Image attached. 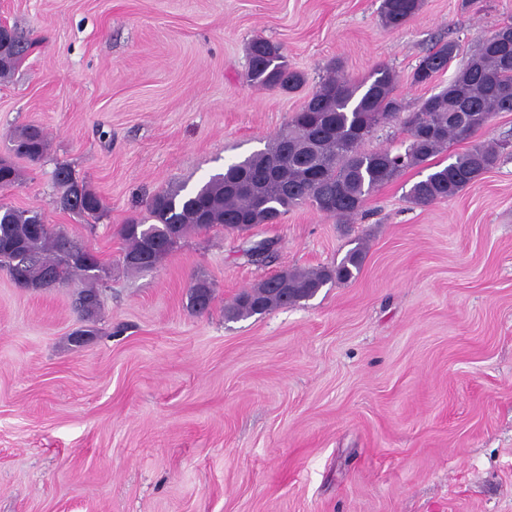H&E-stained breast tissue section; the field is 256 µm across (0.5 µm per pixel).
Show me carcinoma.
I'll use <instances>...</instances> for the list:
<instances>
[{"mask_svg":"<svg viewBox=\"0 0 512 512\" xmlns=\"http://www.w3.org/2000/svg\"><path fill=\"white\" fill-rule=\"evenodd\" d=\"M423 0H382L385 28L396 30L422 8ZM31 47L16 32L0 49V78L9 77ZM457 47L448 42L429 50L412 74L415 85L429 83L448 69ZM247 81L262 89L294 91L304 77L288 67L280 46L256 37L249 45ZM395 75L380 68L371 80L353 83L334 72L316 85L302 107L264 148L233 162L188 194L170 189L155 195L148 207V224L132 219L118 234L126 243L130 271L154 267L190 234L215 227L247 232L258 224H277L294 207L310 205L326 218L347 224L361 211L367 196L410 168H427L428 162L453 141L471 138L498 112H512V25L484 39L476 53L440 93L422 100L406 121L407 145L365 151L363 142L374 127L403 110L393 96ZM12 153L31 163L40 162L48 147L38 126L21 129L12 138ZM503 145L475 142L448 164L433 166L414 183L409 201L427 206L456 197L481 175L494 168ZM21 180V172L0 158V188ZM55 181L61 188L64 210L96 217L103 199L72 171L60 167ZM366 246L349 249L339 263L315 270L287 269L239 293L224 307L226 320L262 315L314 297L330 283L348 282L360 272ZM252 262L269 265L277 259L275 242L262 240L245 250ZM0 266L8 268L19 288L44 289L76 279L87 283L78 297V309L93 315L99 300L93 283L103 266L98 255L75 245L65 234L44 223L34 209L0 203ZM212 299L210 283L201 277L190 286L194 308L205 310Z\"/></svg>","mask_w":512,"mask_h":512,"instance_id":"obj_1","label":"carcinoma"}]
</instances>
